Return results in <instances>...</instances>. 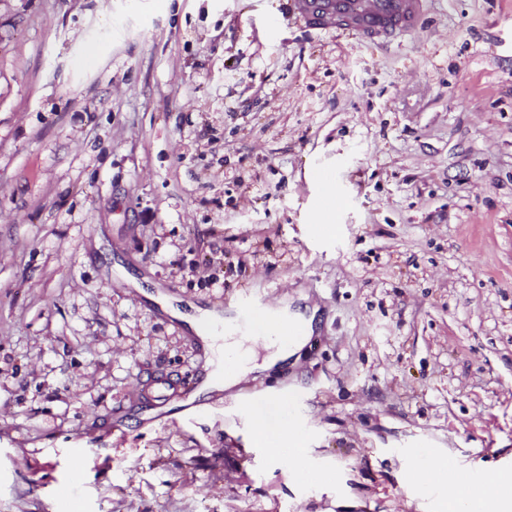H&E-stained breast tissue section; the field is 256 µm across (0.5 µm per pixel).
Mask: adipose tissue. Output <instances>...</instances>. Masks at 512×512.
<instances>
[{"label":"adipose tissue","mask_w":512,"mask_h":512,"mask_svg":"<svg viewBox=\"0 0 512 512\" xmlns=\"http://www.w3.org/2000/svg\"><path fill=\"white\" fill-rule=\"evenodd\" d=\"M218 321V314L207 310L187 319L190 328L201 334L203 344L213 356V369L201 386L205 393L232 389L247 373L272 369L300 351L312 332L311 321L293 320L295 336L265 340L267 354L259 359L253 352L243 350L236 328H225L220 337L212 332L203 333L204 325H214ZM428 485L438 492L444 512H487L491 506L496 512H512V484L499 477L467 487L453 467L438 463L429 471Z\"/></svg>","instance_id":"obj_1"}]
</instances>
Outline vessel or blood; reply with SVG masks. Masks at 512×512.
Segmentation results:
<instances>
[{
  "label": "vessel or blood",
  "instance_id": "vessel-or-blood-1",
  "mask_svg": "<svg viewBox=\"0 0 512 512\" xmlns=\"http://www.w3.org/2000/svg\"><path fill=\"white\" fill-rule=\"evenodd\" d=\"M426 0H296L305 21L317 29L333 28L378 42L420 26ZM237 322L246 333L277 337L275 323L262 299L246 298Z\"/></svg>",
  "mask_w": 512,
  "mask_h": 512
}]
</instances>
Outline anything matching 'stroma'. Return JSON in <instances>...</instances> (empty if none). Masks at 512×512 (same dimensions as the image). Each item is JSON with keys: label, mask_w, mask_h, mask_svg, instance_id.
Listing matches in <instances>:
<instances>
[{"label": "stroma", "mask_w": 512, "mask_h": 512, "mask_svg": "<svg viewBox=\"0 0 512 512\" xmlns=\"http://www.w3.org/2000/svg\"><path fill=\"white\" fill-rule=\"evenodd\" d=\"M246 296L310 339L195 396L161 301ZM436 461L512 477V0H0V512H438ZM312 27L352 32L372 42L388 40L421 25L427 0H295Z\"/></svg>", "instance_id": "1"}]
</instances>
